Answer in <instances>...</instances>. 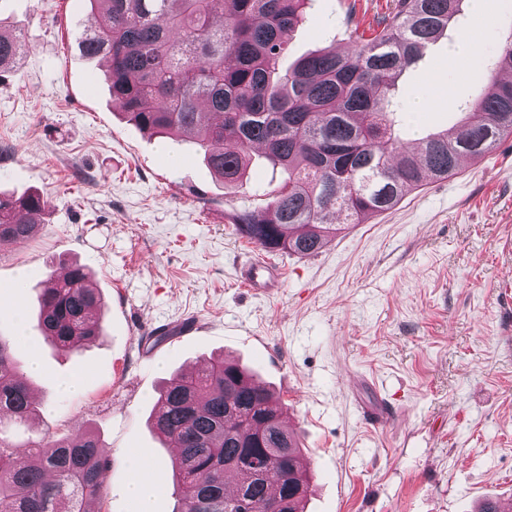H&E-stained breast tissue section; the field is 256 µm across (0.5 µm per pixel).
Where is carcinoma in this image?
<instances>
[{"instance_id":"obj_1","label":"carcinoma","mask_w":512,"mask_h":512,"mask_svg":"<svg viewBox=\"0 0 512 512\" xmlns=\"http://www.w3.org/2000/svg\"><path fill=\"white\" fill-rule=\"evenodd\" d=\"M104 20L75 33L98 60L112 105L155 135H191L226 185L242 181L262 151L286 177L264 211L235 213L237 232L264 251L309 256L349 224L393 209L410 190L457 173L512 137V32L482 95L460 123L404 145L394 133L396 84L455 24L461 0H395L370 37L351 30L352 56L324 48L286 69L284 35L305 0H89ZM24 27L0 24V72L12 65ZM45 201L0 194V245L27 241ZM38 324L62 352L101 335L102 298L78 264L38 294ZM7 341L0 339V512H92L107 492V461L83 430L17 452L10 435L39 413ZM157 437L171 461L176 512H305L311 474L283 424L279 396L238 364L220 359L161 387ZM237 473L235 491L224 476Z\"/></svg>"}]
</instances>
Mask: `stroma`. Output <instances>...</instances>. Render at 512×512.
<instances>
[{"mask_svg": "<svg viewBox=\"0 0 512 512\" xmlns=\"http://www.w3.org/2000/svg\"><path fill=\"white\" fill-rule=\"evenodd\" d=\"M392 4L310 0L284 64L328 46L353 53L348 17L366 30ZM88 11L87 0H0V21L26 32L0 75V192L47 202L34 237L0 247V338L41 405L37 427L13 439L19 452L93 430L109 464L100 512H135L137 458L154 465L156 512H173L171 454L149 426L158 388L228 356L280 393L311 463L307 512H474L512 499V138L317 254L268 253L228 215L261 211L282 171L258 156L243 185L225 186L194 142L122 119L75 45ZM485 11L476 19L464 0L399 79L402 138L448 127L480 94L487 59L512 33V0H485ZM467 33L480 59L459 55ZM447 92L454 104L441 101ZM419 95L430 111L410 112ZM249 261L281 269L274 293L242 285ZM73 262L106 307L101 336L63 353L37 326V294ZM185 319L201 332L157 339L156 326ZM73 375L81 391L61 393ZM386 402L397 420L368 426L363 411Z\"/></svg>", "mask_w": 512, "mask_h": 512, "instance_id": "stroma-1", "label": "stroma"}]
</instances>
